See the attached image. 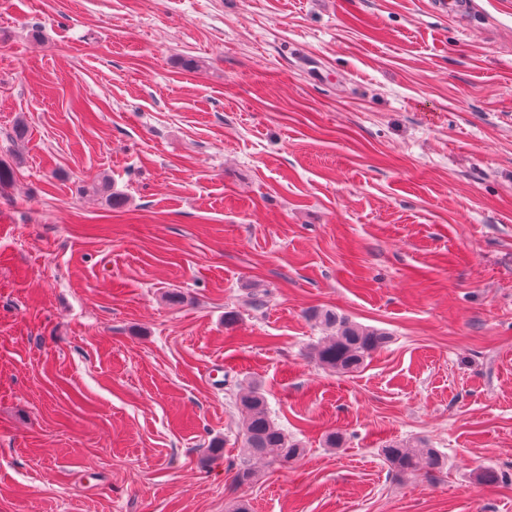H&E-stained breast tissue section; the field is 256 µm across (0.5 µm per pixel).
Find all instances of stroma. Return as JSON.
<instances>
[{"mask_svg":"<svg viewBox=\"0 0 512 512\" xmlns=\"http://www.w3.org/2000/svg\"><path fill=\"white\" fill-rule=\"evenodd\" d=\"M0 161V512H512V0H0ZM312 316L333 332L312 348L311 356L336 374L358 371L389 341L388 333L352 322L331 310L315 311ZM239 403L245 411L240 448L244 455L274 454L285 468L303 455V448L289 439L284 429L271 418L265 396L258 386L249 385L240 394ZM390 470L399 476L412 475L422 469L426 473L443 468V456L423 441L416 443L390 442L381 448Z\"/></svg>","mask_w":512,"mask_h":512,"instance_id":"obj_1","label":"stroma"}]
</instances>
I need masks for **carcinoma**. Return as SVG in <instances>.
Segmentation results:
<instances>
[{
	"label": "carcinoma",
	"instance_id": "carcinoma-1",
	"mask_svg": "<svg viewBox=\"0 0 512 512\" xmlns=\"http://www.w3.org/2000/svg\"><path fill=\"white\" fill-rule=\"evenodd\" d=\"M95 193L106 195L108 206L114 210L124 205L121 194L112 191L104 179L89 185ZM312 317L332 329V334L314 346L311 356L323 367L340 375L358 371L367 358L384 347L388 333L363 326L338 316L331 310L315 311ZM245 411L241 451L247 456L273 454L283 467L297 461L303 455L300 445L288 438V434L270 416L267 401L261 389L250 385L239 396ZM390 470L399 476L412 475L422 469L426 473L443 468V456L423 441L416 443L390 442L381 448Z\"/></svg>",
	"mask_w": 512,
	"mask_h": 512
}]
</instances>
